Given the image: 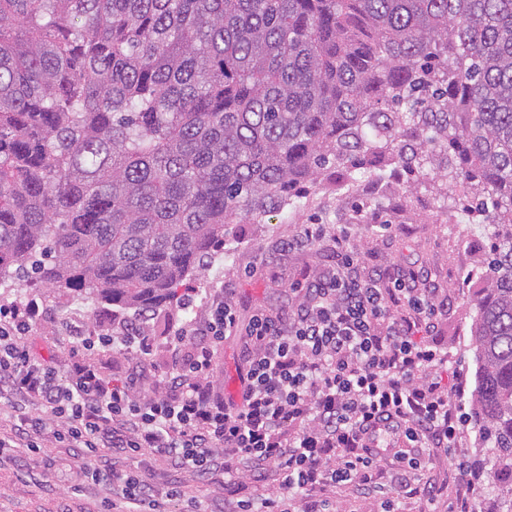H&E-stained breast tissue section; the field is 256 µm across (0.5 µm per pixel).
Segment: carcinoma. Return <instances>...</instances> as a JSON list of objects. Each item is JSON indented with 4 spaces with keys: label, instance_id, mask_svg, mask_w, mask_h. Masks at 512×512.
<instances>
[{
    "label": "carcinoma",
    "instance_id": "cac0c4a2",
    "mask_svg": "<svg viewBox=\"0 0 512 512\" xmlns=\"http://www.w3.org/2000/svg\"><path fill=\"white\" fill-rule=\"evenodd\" d=\"M492 226L472 416L512 512V0H0V285L135 314L329 170Z\"/></svg>",
    "mask_w": 512,
    "mask_h": 512
}]
</instances>
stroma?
I'll list each match as a JSON object with an SVG mask.
<instances>
[{
	"mask_svg": "<svg viewBox=\"0 0 512 512\" xmlns=\"http://www.w3.org/2000/svg\"><path fill=\"white\" fill-rule=\"evenodd\" d=\"M374 184L373 178L361 175L351 186L325 185L302 200L300 207L271 213L264 223L242 220L228 225L226 252L215 254L206 270L189 285L201 288L215 281L223 283L244 325L259 309L289 315L301 301V288L334 268L345 249L359 254L354 276L378 279L384 288L391 287L397 274L425 267L448 298V308L438 316L430 338L448 351L445 376L462 371L467 391L462 402L470 404L469 393L475 387L478 369L471 337L477 314L473 285L488 273L484 258L492 245L490 230L468 220L464 211L470 202L468 194H460L457 211L449 213L441 207L429 179L398 176L382 192L375 190ZM305 224L336 225L337 236L301 241ZM285 240L295 241V248L282 249ZM29 295L50 305L57 319L78 313L106 325L131 316L130 311L75 297L36 281L1 287L0 303ZM32 351L61 370L74 358L94 359L110 379L124 377L135 368L153 385L163 380L168 364L163 350L144 361L108 350L74 351L69 332L56 322L33 332ZM246 369L247 338L233 334L225 337L209 379L221 395L235 400ZM16 455V461L0 462V512H102L106 490L92 483L79 492L71 487L73 470L85 461L80 452L51 443L43 455H30L23 448L17 449ZM423 456L426 475L437 489L435 498L395 491L388 464L379 468L375 482L384 493L393 495L398 512H450L466 486L446 451L427 448ZM265 473L260 479L246 469L229 485L219 480L205 482L192 474L178 478L188 494L206 496L211 512H224L228 501L258 502L283 496L274 469L266 468Z\"/></svg>",
	"mask_w": 512,
	"mask_h": 512,
	"instance_id": "1",
	"label": "stroma"
}]
</instances>
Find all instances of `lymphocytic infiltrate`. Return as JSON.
<instances>
[{
	"label": "lymphocytic infiltrate",
	"instance_id": "obj_1",
	"mask_svg": "<svg viewBox=\"0 0 512 512\" xmlns=\"http://www.w3.org/2000/svg\"><path fill=\"white\" fill-rule=\"evenodd\" d=\"M354 255L304 288L302 301L282 317L264 311L239 326L230 298L210 284L191 317L166 343L171 368L163 389L150 388L139 372L107 380L91 360L59 372L33 356L31 332L47 321V304L27 296L0 304V402L13 418L10 437H0V458L12 449L45 451L43 437L95 464L82 477L120 487L113 512H208L205 495L186 494L170 483L166 493L136 471H119L113 450L164 457L177 471L206 477L233 464L276 465L287 495L261 505L238 501L234 512H322L312 489L349 485L374 496L373 472L395 455V485L436 491L413 456L416 448L452 451L462 477L472 473L455 455L464 424L462 407L442 376L447 356L428 335L446 302L425 285L424 271L394 279L392 287L361 281L350 269ZM397 300L412 313L391 319ZM67 327L87 350L151 357L157 349L147 319H124L105 328L81 317ZM244 330L247 372L240 403L224 401L208 379L227 333Z\"/></svg>",
	"mask_w": 512,
	"mask_h": 512
}]
</instances>
